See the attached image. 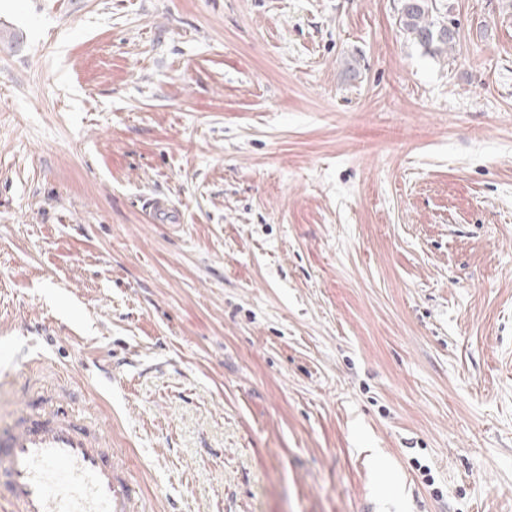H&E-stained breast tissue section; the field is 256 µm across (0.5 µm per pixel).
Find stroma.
Returning a JSON list of instances; mask_svg holds the SVG:
<instances>
[{"instance_id": "obj_1", "label": "stroma", "mask_w": 512, "mask_h": 512, "mask_svg": "<svg viewBox=\"0 0 512 512\" xmlns=\"http://www.w3.org/2000/svg\"><path fill=\"white\" fill-rule=\"evenodd\" d=\"M436 4L0 0V427L143 512H512V0ZM400 22L403 30L427 53L437 56L448 53L457 45L455 28L434 16L432 0H403ZM37 398L0 433L7 512H142V491L96 422Z\"/></svg>"}]
</instances>
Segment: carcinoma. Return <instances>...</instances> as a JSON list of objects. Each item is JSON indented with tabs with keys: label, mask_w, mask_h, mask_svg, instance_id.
<instances>
[{
	"label": "carcinoma",
	"mask_w": 512,
	"mask_h": 512,
	"mask_svg": "<svg viewBox=\"0 0 512 512\" xmlns=\"http://www.w3.org/2000/svg\"><path fill=\"white\" fill-rule=\"evenodd\" d=\"M434 13L433 0H403L400 22L414 42L436 56L456 47L458 32Z\"/></svg>",
	"instance_id": "1"
}]
</instances>
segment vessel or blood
Listing matches in <instances>:
<instances>
[{"label": "vessel or blood", "mask_w": 512, "mask_h": 512, "mask_svg": "<svg viewBox=\"0 0 512 512\" xmlns=\"http://www.w3.org/2000/svg\"><path fill=\"white\" fill-rule=\"evenodd\" d=\"M142 491L96 422L30 400L0 432V512H142Z\"/></svg>", "instance_id": "1"}]
</instances>
